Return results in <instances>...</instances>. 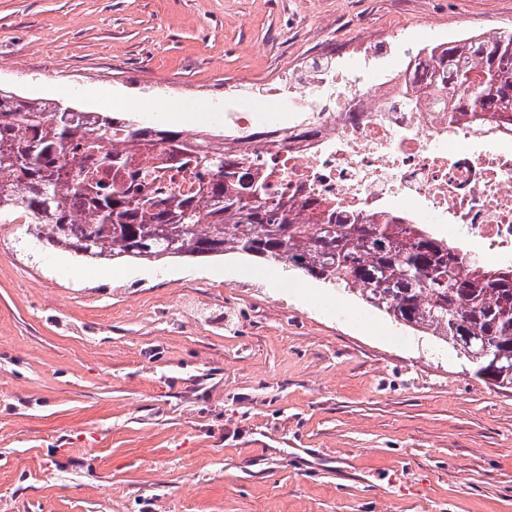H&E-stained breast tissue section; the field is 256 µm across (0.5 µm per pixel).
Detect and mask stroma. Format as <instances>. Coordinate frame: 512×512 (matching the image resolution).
Segmentation results:
<instances>
[{
    "mask_svg": "<svg viewBox=\"0 0 512 512\" xmlns=\"http://www.w3.org/2000/svg\"><path fill=\"white\" fill-rule=\"evenodd\" d=\"M512 0H0V88L224 132L368 35L402 67ZM0 512H512V390L357 297L228 254L96 263L0 221Z\"/></svg>",
    "mask_w": 512,
    "mask_h": 512,
    "instance_id": "35a3bbf8",
    "label": "stroma"
}]
</instances>
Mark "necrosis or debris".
<instances>
[{
    "label": "necrosis or debris",
    "instance_id": "necrosis-or-debris-1",
    "mask_svg": "<svg viewBox=\"0 0 512 512\" xmlns=\"http://www.w3.org/2000/svg\"><path fill=\"white\" fill-rule=\"evenodd\" d=\"M405 72L383 67L373 43L329 56L289 88L295 111L269 138L230 146L239 167L316 221L312 202L328 200L359 221L389 214L447 232L470 266L471 243L485 265L512 263V129L449 118L431 104L410 109ZM163 166L155 185L196 193L201 175L177 168L163 145L142 141L134 169Z\"/></svg>",
    "mask_w": 512,
    "mask_h": 512
}]
</instances>
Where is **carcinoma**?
<instances>
[{
    "label": "carcinoma",
    "instance_id": "obj_1",
    "mask_svg": "<svg viewBox=\"0 0 512 512\" xmlns=\"http://www.w3.org/2000/svg\"><path fill=\"white\" fill-rule=\"evenodd\" d=\"M417 56L425 63L411 73L415 98L512 123V32L440 43ZM74 111L0 88V220L23 213L35 230L50 232L49 245L91 262L263 258L357 292L395 321L452 344L475 376L512 390V266L462 270L454 247L422 224H355L331 208L320 223L303 224L295 204L269 200L265 182L224 184V154L193 145L182 130L103 114L82 129L68 122ZM114 127L126 135L103 158L113 177L126 150L150 136L173 160L212 173L206 204L192 195H140L84 168L78 151L93 152Z\"/></svg>",
    "mask_w": 512,
    "mask_h": 512
}]
</instances>
